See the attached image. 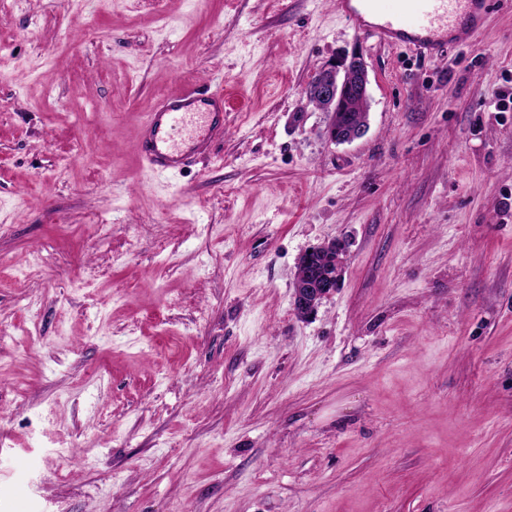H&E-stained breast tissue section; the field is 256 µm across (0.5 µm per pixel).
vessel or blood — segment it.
<instances>
[{
    "instance_id": "1",
    "label": "vessel or blood",
    "mask_w": 512,
    "mask_h": 512,
    "mask_svg": "<svg viewBox=\"0 0 512 512\" xmlns=\"http://www.w3.org/2000/svg\"><path fill=\"white\" fill-rule=\"evenodd\" d=\"M337 6L367 36L432 59L443 48L470 44L493 0H337ZM225 112L220 89L163 98L141 125L137 150L146 169L169 176L192 165L223 135Z\"/></svg>"
}]
</instances>
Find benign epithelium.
Here are the masks:
<instances>
[{"label": "benign epithelium", "instance_id": "1", "mask_svg": "<svg viewBox=\"0 0 512 512\" xmlns=\"http://www.w3.org/2000/svg\"><path fill=\"white\" fill-rule=\"evenodd\" d=\"M346 74L355 75V82H345ZM367 84V70L363 58L354 54L327 65L319 71L313 85L306 86L305 93L315 96L325 111L332 114V121L326 128L330 141L348 143L365 133L363 126L344 127L342 118L349 111L354 97L368 96ZM315 256L323 259V267L311 272L308 265ZM343 266L344 249L334 241L317 246L312 252L302 255L298 263L301 271L295 278L293 294L294 310L299 317L307 318L314 314L322 301L336 291Z\"/></svg>", "mask_w": 512, "mask_h": 512}]
</instances>
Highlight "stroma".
<instances>
[{
  "instance_id": "35a3bbf8",
  "label": "stroma",
  "mask_w": 512,
  "mask_h": 512,
  "mask_svg": "<svg viewBox=\"0 0 512 512\" xmlns=\"http://www.w3.org/2000/svg\"><path fill=\"white\" fill-rule=\"evenodd\" d=\"M206 87L223 141L149 173ZM0 512H512V9L426 59L336 0H0ZM345 74H354L356 77L355 82L352 84L345 83ZM367 84V70L363 58L354 54L350 58L346 56L338 62L335 61L328 64L319 71L313 85L310 86L308 84L306 86V96H315L325 111L332 114V121L328 124L325 133L329 140L335 144L336 142H352L365 133L366 129L363 126L344 129L341 119L346 117L344 113L348 112L350 124L355 122L366 125L368 116L367 101L362 104H356L353 112H349V105L354 97L359 95L363 98L368 97ZM307 99L310 104L319 107L314 97L307 96ZM319 108L321 109V107ZM224 90L182 92L163 98L146 112L137 142L139 156L153 175L169 176L192 165L224 136ZM312 253L305 252L299 260L301 268L294 282L293 305L296 314L307 318L317 311L322 301L336 291L344 266V249L336 240L314 247ZM314 256L313 265L323 267L310 272L307 267Z\"/></svg>"
}]
</instances>
